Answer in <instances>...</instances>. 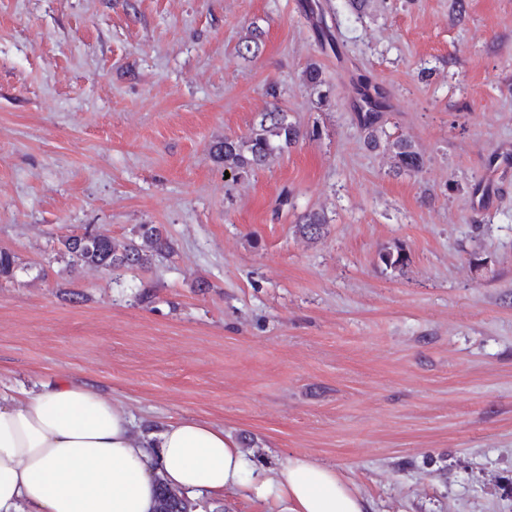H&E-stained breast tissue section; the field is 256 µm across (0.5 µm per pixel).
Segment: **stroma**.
I'll return each mask as SVG.
<instances>
[{
  "mask_svg": "<svg viewBox=\"0 0 512 512\" xmlns=\"http://www.w3.org/2000/svg\"><path fill=\"white\" fill-rule=\"evenodd\" d=\"M304 2L0 0V391L77 375L257 465L309 455L370 512H512V0H319L339 55ZM361 74L422 173L367 145ZM275 109L299 141L226 177L212 146ZM141 224L174 242L150 268L58 254Z\"/></svg>",
  "mask_w": 512,
  "mask_h": 512,
  "instance_id": "stroma-1",
  "label": "stroma"
}]
</instances>
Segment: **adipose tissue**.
<instances>
[{
    "label": "adipose tissue",
    "instance_id": "1",
    "mask_svg": "<svg viewBox=\"0 0 512 512\" xmlns=\"http://www.w3.org/2000/svg\"><path fill=\"white\" fill-rule=\"evenodd\" d=\"M212 500L237 491L276 512H369L308 455L259 468L192 416L142 426L75 378L0 393V512H154L160 486Z\"/></svg>",
    "mask_w": 512,
    "mask_h": 512
}]
</instances>
